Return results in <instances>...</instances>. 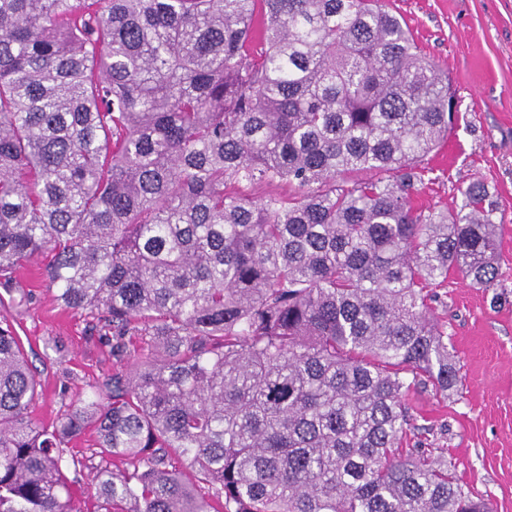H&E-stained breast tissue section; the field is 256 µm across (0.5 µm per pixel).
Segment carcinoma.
I'll return each instance as SVG.
<instances>
[{
    "label": "carcinoma",
    "instance_id": "obj_1",
    "mask_svg": "<svg viewBox=\"0 0 512 512\" xmlns=\"http://www.w3.org/2000/svg\"><path fill=\"white\" fill-rule=\"evenodd\" d=\"M453 98L385 0H0V287L112 332L43 422L0 325V512H492L403 451L460 381L428 289L498 277L484 184L413 202Z\"/></svg>",
    "mask_w": 512,
    "mask_h": 512
}]
</instances>
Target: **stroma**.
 I'll return each instance as SVG.
<instances>
[{"label": "stroma", "mask_w": 512, "mask_h": 512, "mask_svg": "<svg viewBox=\"0 0 512 512\" xmlns=\"http://www.w3.org/2000/svg\"><path fill=\"white\" fill-rule=\"evenodd\" d=\"M389 9L421 54L447 73L458 102L457 125L424 163L416 204L454 206L458 186L480 179L498 198L503 226L495 288L454 275L432 291L462 382L447 400L411 392L417 428L410 445L452 459L460 480L495 512H512V0H391ZM15 281L0 300V317L40 374L43 397L32 416L47 421L88 382L111 373L112 360L91 317L56 301L39 261L18 269ZM56 343L67 366L55 362Z\"/></svg>", "instance_id": "35a3bbf8"}]
</instances>
